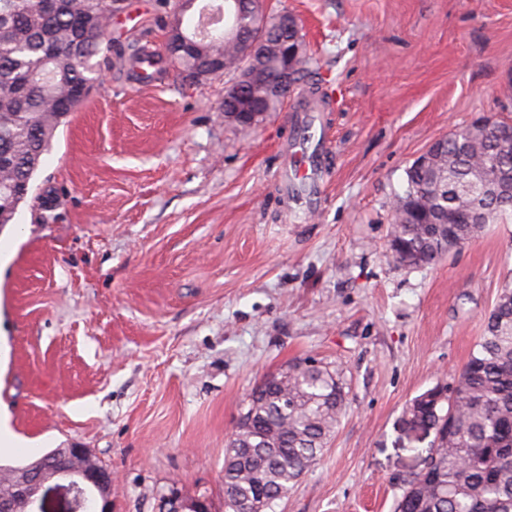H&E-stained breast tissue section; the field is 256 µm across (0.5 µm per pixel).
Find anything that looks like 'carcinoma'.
<instances>
[{
	"mask_svg": "<svg viewBox=\"0 0 512 512\" xmlns=\"http://www.w3.org/2000/svg\"><path fill=\"white\" fill-rule=\"evenodd\" d=\"M125 0H0V228L27 201L30 182L58 127L86 102L95 82L92 58L106 41L103 15ZM284 49L299 48L297 82L309 62L300 32H281ZM211 57L234 75L244 65L233 47L210 40L169 59L193 72ZM277 72L267 65L247 93L262 95ZM406 189L392 206L389 250L425 266L479 237L488 224L512 220L506 198L468 193L473 184L512 185V142L472 125L449 134L432 169H406ZM348 391L342 369L311 358L265 377L251 391L228 444L224 501L270 510L315 465L342 417ZM406 424L433 436L428 470L405 480L395 512H512V287H504L483 336L452 385L433 386L407 407ZM30 465L0 467V505L28 506L18 493Z\"/></svg>",
	"mask_w": 512,
	"mask_h": 512,
	"instance_id": "1",
	"label": "carcinoma"
}]
</instances>
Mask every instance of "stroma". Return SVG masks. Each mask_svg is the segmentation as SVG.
Masks as SVG:
<instances>
[{
    "label": "stroma",
    "mask_w": 512,
    "mask_h": 512,
    "mask_svg": "<svg viewBox=\"0 0 512 512\" xmlns=\"http://www.w3.org/2000/svg\"><path fill=\"white\" fill-rule=\"evenodd\" d=\"M302 25L318 111L224 117L229 76L114 52L60 125L30 204L0 229V409L27 464L83 448L112 512L206 497L252 388L311 357L349 395L321 459L274 512H394L428 440L407 404L451 381L512 283V222L433 264L394 260L406 168L474 118H512V0H268ZM173 11L126 0L108 32L163 55ZM309 180L288 178L299 144Z\"/></svg>",
    "instance_id": "stroma-1"
}]
</instances>
